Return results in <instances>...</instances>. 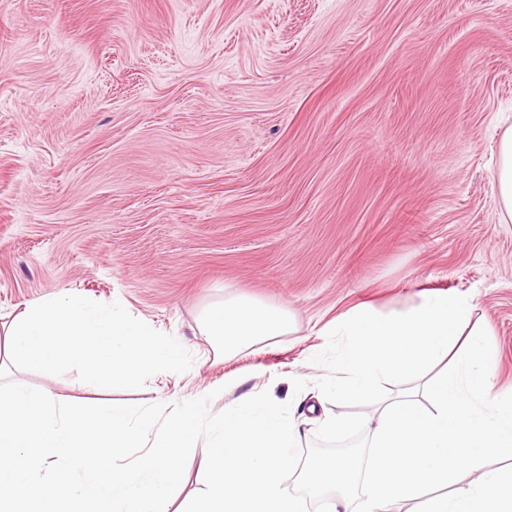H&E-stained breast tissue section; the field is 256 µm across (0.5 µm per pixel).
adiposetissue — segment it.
Listing matches in <instances>:
<instances>
[{"instance_id":"obj_1","label":"adipose tissue","mask_w":512,"mask_h":512,"mask_svg":"<svg viewBox=\"0 0 512 512\" xmlns=\"http://www.w3.org/2000/svg\"><path fill=\"white\" fill-rule=\"evenodd\" d=\"M492 191L502 218L512 221V127L504 131L500 140ZM292 328L293 319L286 310L230 296L204 318L201 333L209 337L214 349L235 355L286 335Z\"/></svg>"}]
</instances>
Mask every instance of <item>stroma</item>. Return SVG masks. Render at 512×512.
Masks as SVG:
<instances>
[{"label": "stroma", "instance_id": "1", "mask_svg": "<svg viewBox=\"0 0 512 512\" xmlns=\"http://www.w3.org/2000/svg\"><path fill=\"white\" fill-rule=\"evenodd\" d=\"M512 0H0V318L66 292L120 302L194 357L139 389L16 369L63 402L150 404L224 380L218 413L294 393L350 309L473 298L512 389ZM295 330L226 356L225 297ZM492 191L498 201L502 218L512 221V127L504 131L500 140Z\"/></svg>", "mask_w": 512, "mask_h": 512}]
</instances>
